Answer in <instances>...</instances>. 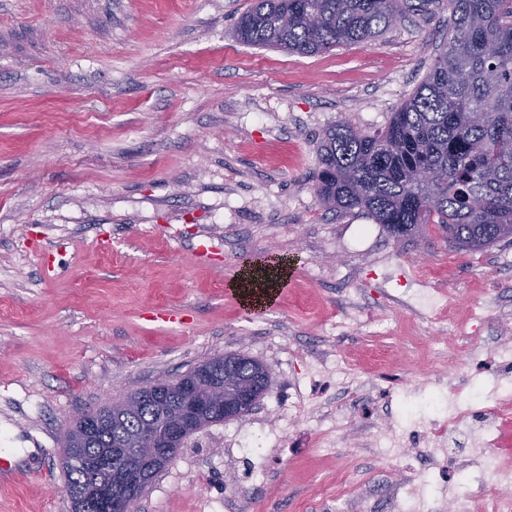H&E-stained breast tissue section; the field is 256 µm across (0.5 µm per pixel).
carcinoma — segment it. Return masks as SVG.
<instances>
[{
  "instance_id": "1",
  "label": "carcinoma",
  "mask_w": 512,
  "mask_h": 512,
  "mask_svg": "<svg viewBox=\"0 0 512 512\" xmlns=\"http://www.w3.org/2000/svg\"><path fill=\"white\" fill-rule=\"evenodd\" d=\"M453 19L429 73L384 129L338 123L319 147L316 193L330 211L360 210L396 238L438 225L459 251L512 240V0H449ZM408 0H255L238 19L244 45L312 56L365 45L396 24ZM241 372L262 363L230 353ZM153 415L144 405L121 424L83 431L63 457L112 455ZM80 492L112 483L106 470L63 468Z\"/></svg>"
}]
</instances>
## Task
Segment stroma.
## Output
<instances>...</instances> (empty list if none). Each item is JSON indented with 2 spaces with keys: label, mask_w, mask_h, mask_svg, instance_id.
<instances>
[{
  "label": "stroma",
  "mask_w": 512,
  "mask_h": 512,
  "mask_svg": "<svg viewBox=\"0 0 512 512\" xmlns=\"http://www.w3.org/2000/svg\"><path fill=\"white\" fill-rule=\"evenodd\" d=\"M410 2L371 45L301 56L233 38L253 0H0V512H70V417L225 352L267 365V393L186 440L137 512H329L353 486L389 512L369 419L392 422L394 392L421 406L433 374H471L423 354L456 346L448 325L470 310L478 345L512 343V243L462 252L434 224L396 239L316 197L323 132L383 129L448 37V0ZM270 247L290 279L246 310L230 284ZM414 273L442 292L422 331L387 301ZM330 349L351 359L344 385L380 390L347 401L325 450L316 406L292 416L288 397ZM251 433L267 448L254 483Z\"/></svg>",
  "instance_id": "1"
}]
</instances>
